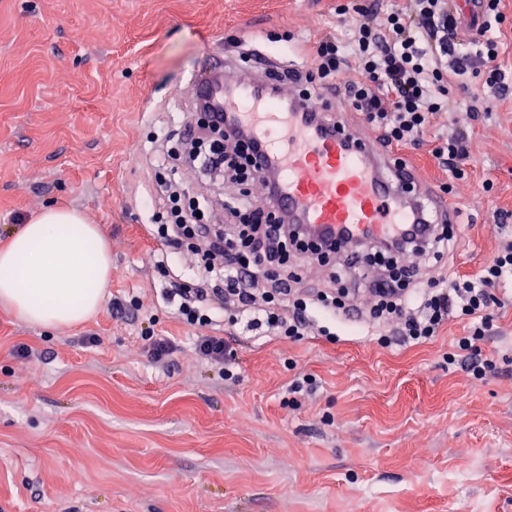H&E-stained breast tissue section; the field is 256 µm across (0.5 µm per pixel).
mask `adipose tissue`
I'll use <instances>...</instances> for the list:
<instances>
[{
	"label": "adipose tissue",
	"mask_w": 512,
	"mask_h": 512,
	"mask_svg": "<svg viewBox=\"0 0 512 512\" xmlns=\"http://www.w3.org/2000/svg\"><path fill=\"white\" fill-rule=\"evenodd\" d=\"M112 282L103 230L75 211L48 207L0 246V306L60 329L102 308Z\"/></svg>",
	"instance_id": "ef3b65f1"
}]
</instances>
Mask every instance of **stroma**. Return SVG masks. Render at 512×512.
<instances>
[{"instance_id": "stroma-1", "label": "stroma", "mask_w": 512, "mask_h": 512, "mask_svg": "<svg viewBox=\"0 0 512 512\" xmlns=\"http://www.w3.org/2000/svg\"><path fill=\"white\" fill-rule=\"evenodd\" d=\"M343 2L0 0V244L46 205L77 210L105 233L110 298L144 304L58 331L0 308V512H512V307L478 343L480 379L448 363L466 321L384 348L340 318L335 335L296 341L217 321L228 380L197 361L196 329L162 296L189 263L151 266L166 250L148 232L153 170L192 109L187 84L249 40L301 67L289 40L347 33L358 16ZM448 89L454 110L430 135L470 127L451 196L463 236L444 260L463 276L496 253L494 214L512 225V92L473 77ZM150 331L179 342L165 369L144 352ZM302 372L314 393L292 392Z\"/></svg>"}]
</instances>
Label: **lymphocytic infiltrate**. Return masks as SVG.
<instances>
[{
  "label": "lymphocytic infiltrate",
  "mask_w": 512,
  "mask_h": 512,
  "mask_svg": "<svg viewBox=\"0 0 512 512\" xmlns=\"http://www.w3.org/2000/svg\"><path fill=\"white\" fill-rule=\"evenodd\" d=\"M412 2L411 12L395 9L382 16L373 8H359L351 33L322 37L308 57L307 71L293 72L292 77L318 89L336 87L383 142L417 148L424 145L437 116L451 109L449 77L480 75L484 87L502 94L512 88V72L497 63L503 21L499 0H488L469 50L463 47L448 0ZM352 59L358 63L354 79L346 75ZM210 135L205 124H184L180 137L186 172L198 180L222 178L236 185L235 196L224 203L225 216L235 220V232L202 222L205 196L186 202L175 191L168 196L166 222L153 227L154 238L193 260V282L172 280L165 296L182 323L198 329L194 350L199 362L223 367L224 339L208 332L217 313L231 323L244 319L249 327L291 339L315 331L326 336L330 330L325 320L335 318L345 299L363 295L366 320L381 329L378 343L383 347L396 341L423 343L437 336L450 318L467 320L468 333L458 338L457 348L465 370L482 375L486 361L476 342L489 330L491 310L512 306L507 293L512 285V239L476 273L423 287L422 262L441 261L457 245V235L442 232L417 244L418 262L395 257L390 274L375 267L370 252L377 244L369 238L365 252L346 258L317 294L294 289L299 275L288 267L289 252H296L300 267H305L325 258V251L305 246L299 231L279 223L271 196L256 197L253 144L228 132L216 150L207 145ZM469 141L467 128L459 127L432 150L448 173L449 185L465 176Z\"/></svg>",
  "instance_id": "f902f5d3"
}]
</instances>
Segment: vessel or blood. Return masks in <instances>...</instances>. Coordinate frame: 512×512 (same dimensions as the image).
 <instances>
[{"label": "vessel or blood", "mask_w": 512, "mask_h": 512, "mask_svg": "<svg viewBox=\"0 0 512 512\" xmlns=\"http://www.w3.org/2000/svg\"><path fill=\"white\" fill-rule=\"evenodd\" d=\"M216 53L205 76L193 79L186 94L193 104L215 96L224 115L262 147V163L278 173L276 202L326 240L346 243L364 238H397L411 224L445 222L453 217L442 203L412 199L408 167L385 158L313 102L290 89L272 94L260 67L230 77L229 91L214 90L212 76L228 72Z\"/></svg>", "instance_id": "1"}]
</instances>
